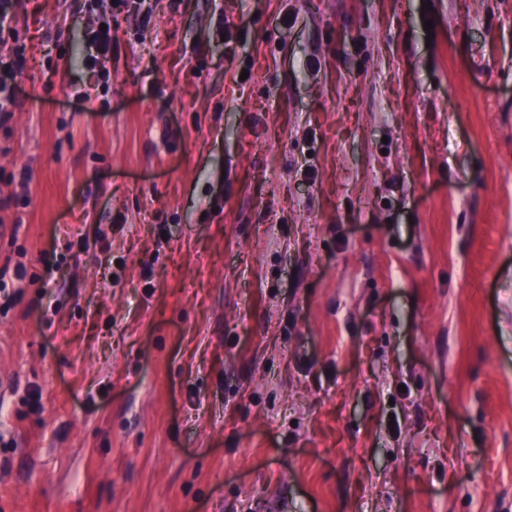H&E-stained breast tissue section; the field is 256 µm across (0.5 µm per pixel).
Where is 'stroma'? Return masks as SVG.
I'll use <instances>...</instances> for the list:
<instances>
[{"mask_svg":"<svg viewBox=\"0 0 512 512\" xmlns=\"http://www.w3.org/2000/svg\"><path fill=\"white\" fill-rule=\"evenodd\" d=\"M11 26L0 512H512V0ZM104 25H106V30L104 31L97 27L89 32L88 39L95 47L97 53L96 56H90L87 59L86 63L90 68H94L99 57H106L112 54V43L114 42V39L112 40V27L108 23Z\"/></svg>","mask_w":512,"mask_h":512,"instance_id":"obj_1","label":"stroma"}]
</instances>
